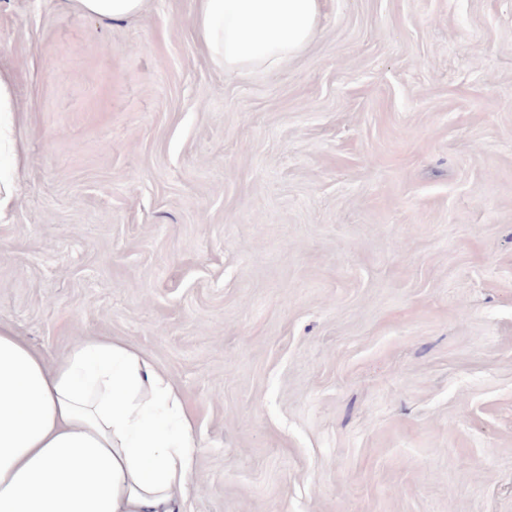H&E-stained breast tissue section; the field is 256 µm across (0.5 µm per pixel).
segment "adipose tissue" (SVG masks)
<instances>
[{
    "instance_id": "obj_1",
    "label": "adipose tissue",
    "mask_w": 512,
    "mask_h": 512,
    "mask_svg": "<svg viewBox=\"0 0 512 512\" xmlns=\"http://www.w3.org/2000/svg\"><path fill=\"white\" fill-rule=\"evenodd\" d=\"M321 0H199L215 66L277 68L313 38ZM13 78L0 69V216L13 206ZM199 443L149 356L86 337L47 359L0 325V512H184Z\"/></svg>"
}]
</instances>
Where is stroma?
Returning <instances> with one entry per match:
<instances>
[{
  "label": "stroma",
  "mask_w": 512,
  "mask_h": 512,
  "mask_svg": "<svg viewBox=\"0 0 512 512\" xmlns=\"http://www.w3.org/2000/svg\"><path fill=\"white\" fill-rule=\"evenodd\" d=\"M196 0H0V324L146 352L185 512H512V0H322L273 70ZM84 14L119 21L138 14L144 0H73ZM16 99L12 74L0 69V218L13 206L11 181L6 176L5 165L15 154Z\"/></svg>",
  "instance_id": "1"
}]
</instances>
